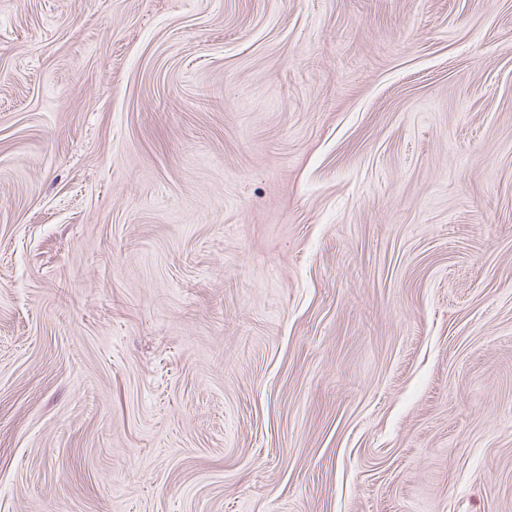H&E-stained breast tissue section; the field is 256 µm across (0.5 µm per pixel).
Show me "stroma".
<instances>
[{"label": "stroma", "mask_w": 512, "mask_h": 512, "mask_svg": "<svg viewBox=\"0 0 512 512\" xmlns=\"http://www.w3.org/2000/svg\"><path fill=\"white\" fill-rule=\"evenodd\" d=\"M0 512H512V0H0Z\"/></svg>", "instance_id": "35a3bbf8"}]
</instances>
